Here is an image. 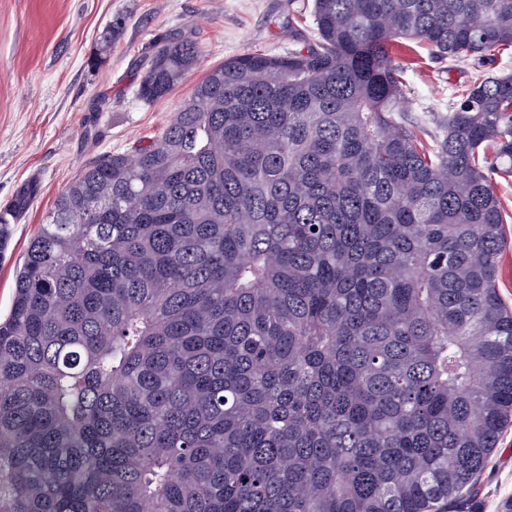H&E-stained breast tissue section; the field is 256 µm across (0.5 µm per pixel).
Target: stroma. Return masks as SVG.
Segmentation results:
<instances>
[{
  "mask_svg": "<svg viewBox=\"0 0 512 512\" xmlns=\"http://www.w3.org/2000/svg\"><path fill=\"white\" fill-rule=\"evenodd\" d=\"M311 0H0V215L18 190L37 187L27 211L10 219L0 254V318L8 315L17 271L45 214L85 167L131 152L160 132L195 85L224 60L253 51L301 48L313 25ZM188 34L199 65L168 96L137 95L140 59L173 32ZM407 67L406 116L447 112L476 71L512 73V50L494 61L456 64L425 47L396 45ZM448 512H512V425L475 480L465 507Z\"/></svg>",
  "mask_w": 512,
  "mask_h": 512,
  "instance_id": "35a3bbf8",
  "label": "stroma"
}]
</instances>
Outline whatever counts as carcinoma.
Segmentation results:
<instances>
[{
    "label": "carcinoma",
    "instance_id": "cac0c4a2",
    "mask_svg": "<svg viewBox=\"0 0 512 512\" xmlns=\"http://www.w3.org/2000/svg\"><path fill=\"white\" fill-rule=\"evenodd\" d=\"M47 213L0 322V512H447L512 419V74L426 142L399 40L512 49V0H312ZM200 50L174 35L138 96ZM498 287L502 299L512 308V248L503 254L498 274Z\"/></svg>",
    "mask_w": 512,
    "mask_h": 512
}]
</instances>
